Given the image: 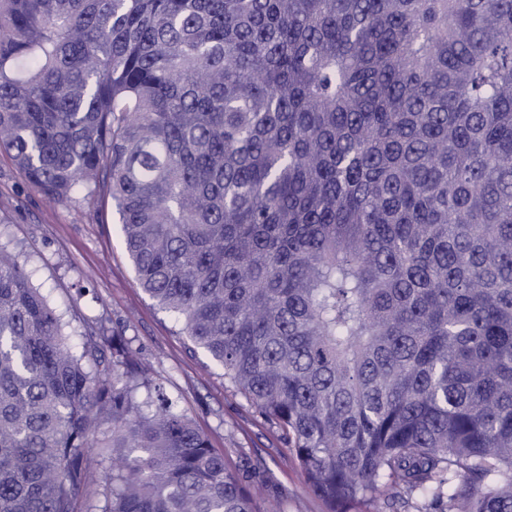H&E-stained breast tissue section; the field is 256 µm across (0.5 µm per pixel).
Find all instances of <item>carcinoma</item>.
Wrapping results in <instances>:
<instances>
[{"instance_id":"carcinoma-1","label":"carcinoma","mask_w":512,"mask_h":512,"mask_svg":"<svg viewBox=\"0 0 512 512\" xmlns=\"http://www.w3.org/2000/svg\"><path fill=\"white\" fill-rule=\"evenodd\" d=\"M0 153L111 197L140 288L329 512H512V0H0ZM0 512H253L2 249ZM88 451L96 457V464L88 473L83 493L94 498L104 482L112 478V448H102L100 444H95Z\"/></svg>"}]
</instances>
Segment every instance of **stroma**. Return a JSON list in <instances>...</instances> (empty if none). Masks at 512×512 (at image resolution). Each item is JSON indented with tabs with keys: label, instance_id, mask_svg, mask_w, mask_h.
Wrapping results in <instances>:
<instances>
[{
	"label": "stroma",
	"instance_id": "1",
	"mask_svg": "<svg viewBox=\"0 0 512 512\" xmlns=\"http://www.w3.org/2000/svg\"><path fill=\"white\" fill-rule=\"evenodd\" d=\"M118 220L108 195L80 191L52 202L0 155V248L16 254L52 300L73 348L91 332L121 333L226 465L257 486L256 512H327L279 431L139 287Z\"/></svg>",
	"mask_w": 512,
	"mask_h": 512
}]
</instances>
